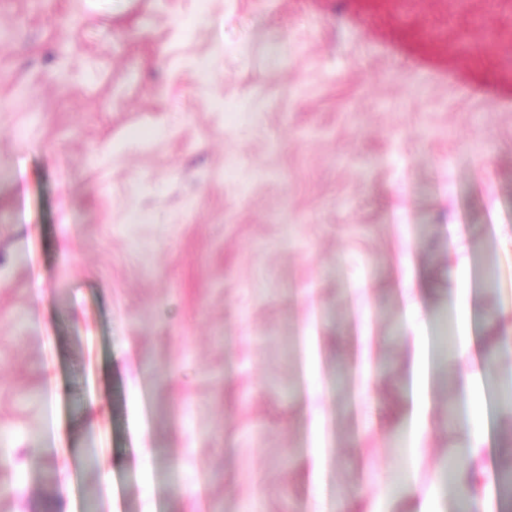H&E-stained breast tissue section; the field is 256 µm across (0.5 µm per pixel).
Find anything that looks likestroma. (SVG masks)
Returning a JSON list of instances; mask_svg holds the SVG:
<instances>
[{"mask_svg": "<svg viewBox=\"0 0 512 512\" xmlns=\"http://www.w3.org/2000/svg\"><path fill=\"white\" fill-rule=\"evenodd\" d=\"M447 2L476 56L512 65L500 0ZM394 18L346 0H0V512L61 493L71 512H336L354 485L374 512H409L415 485L448 512L441 322L512 320V85L426 71L386 39ZM459 287L480 307L466 327ZM417 337L421 439L388 416ZM497 380L512 356L475 390L494 510L512 445Z\"/></svg>", "mask_w": 512, "mask_h": 512, "instance_id": "1", "label": "stroma"}]
</instances>
